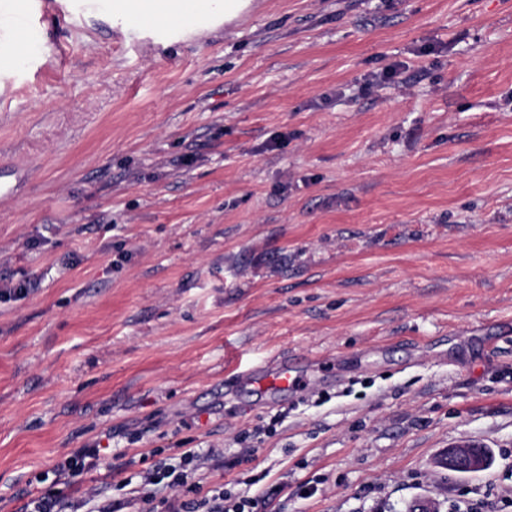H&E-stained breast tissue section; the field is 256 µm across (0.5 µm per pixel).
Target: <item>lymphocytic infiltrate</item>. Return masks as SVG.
Instances as JSON below:
<instances>
[{
    "label": "lymphocytic infiltrate",
    "mask_w": 512,
    "mask_h": 512,
    "mask_svg": "<svg viewBox=\"0 0 512 512\" xmlns=\"http://www.w3.org/2000/svg\"><path fill=\"white\" fill-rule=\"evenodd\" d=\"M186 463L197 470L214 468L220 465L221 454L213 449L203 453L186 449L180 464L142 471L131 499L115 501L96 491L81 495L84 475L111 471L112 454L96 445L80 448L42 473L37 494L24 501L16 512H123L134 500L143 503V512H246L248 500L225 504L223 488L207 491L200 482L190 480L182 469Z\"/></svg>",
    "instance_id": "1"
}]
</instances>
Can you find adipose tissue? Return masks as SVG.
<instances>
[{
	"instance_id": "adipose-tissue-1",
	"label": "adipose tissue",
	"mask_w": 512,
	"mask_h": 512,
	"mask_svg": "<svg viewBox=\"0 0 512 512\" xmlns=\"http://www.w3.org/2000/svg\"><path fill=\"white\" fill-rule=\"evenodd\" d=\"M250 5L251 0H115L113 7L128 22L137 25L153 15L167 14L179 24L196 26L201 17L209 15L232 21Z\"/></svg>"
}]
</instances>
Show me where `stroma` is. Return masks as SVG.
Wrapping results in <instances>:
<instances>
[{
    "label": "stroma",
    "mask_w": 512,
    "mask_h": 512,
    "mask_svg": "<svg viewBox=\"0 0 512 512\" xmlns=\"http://www.w3.org/2000/svg\"><path fill=\"white\" fill-rule=\"evenodd\" d=\"M44 2L0 0V279L35 287L0 302V512L95 442L116 500L188 448L251 512L512 486V0H252L172 41ZM271 356L303 391L236 380ZM462 444L491 467L438 465Z\"/></svg>",
    "instance_id": "stroma-1"
}]
</instances>
